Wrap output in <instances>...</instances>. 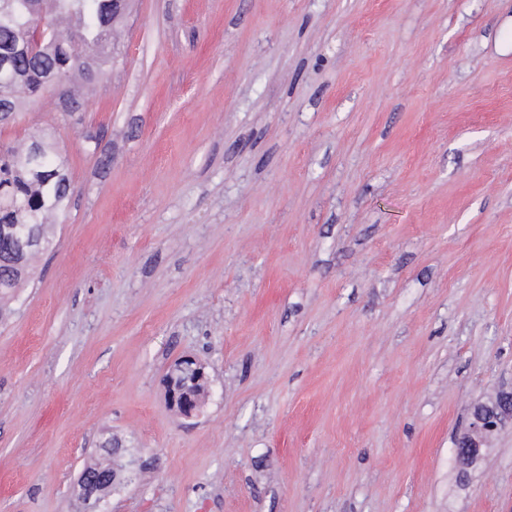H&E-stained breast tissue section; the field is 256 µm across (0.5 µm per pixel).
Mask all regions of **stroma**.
Instances as JSON below:
<instances>
[{"mask_svg":"<svg viewBox=\"0 0 512 512\" xmlns=\"http://www.w3.org/2000/svg\"><path fill=\"white\" fill-rule=\"evenodd\" d=\"M0 321V512H512V0H130ZM206 367L192 417L163 378ZM146 464L97 506L109 438ZM492 405L488 407L492 414L490 418L486 416V410L479 407L474 409L471 433L464 436L457 446L456 453L459 463H466L474 456L480 455L487 435L495 431L502 422L512 421L511 393L500 396ZM490 421H494L495 424L490 425Z\"/></svg>","mask_w":512,"mask_h":512,"instance_id":"1","label":"stroma"}]
</instances>
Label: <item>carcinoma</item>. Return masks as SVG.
<instances>
[{"mask_svg": "<svg viewBox=\"0 0 512 512\" xmlns=\"http://www.w3.org/2000/svg\"><path fill=\"white\" fill-rule=\"evenodd\" d=\"M112 0H0V50L15 53L0 70V121L9 122L45 87L91 83L112 63ZM71 192L53 146L0 144V313L51 244L52 221Z\"/></svg>", "mask_w": 512, "mask_h": 512, "instance_id": "1", "label": "carcinoma"}]
</instances>
